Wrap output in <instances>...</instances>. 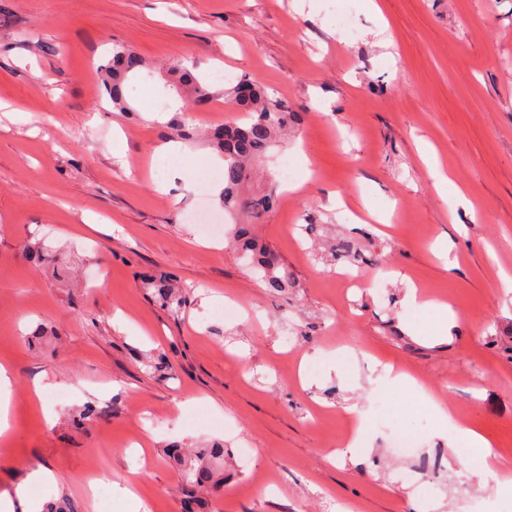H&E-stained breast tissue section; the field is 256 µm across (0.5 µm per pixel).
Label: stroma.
I'll use <instances>...</instances> for the list:
<instances>
[{
	"mask_svg": "<svg viewBox=\"0 0 512 512\" xmlns=\"http://www.w3.org/2000/svg\"><path fill=\"white\" fill-rule=\"evenodd\" d=\"M376 2L373 15L361 0H0V102L24 115L0 112V364L13 382L0 512L40 466L76 481L26 485L38 512H127L130 483L148 512H183L173 442L224 446V488L202 492L198 512H512V0ZM116 45L152 67L125 111L97 76ZM187 64L249 78L295 114L246 187L274 198L254 225L295 280L286 292L229 245L250 220L212 195L202 169L218 155L202 134L240 112L221 82L207 107L184 108L169 79ZM176 117L199 133L187 179L162 150ZM285 156L305 182L295 193ZM202 204L221 236L195 222ZM368 212L391 226L356 223ZM443 234L444 261L430 250ZM331 238L355 258L325 256ZM29 247L53 261L34 265ZM149 276L186 287L181 314ZM412 285L452 306L448 341L434 312L407 304ZM390 366L444 396L452 422ZM89 407L96 418L79 422ZM400 421L421 434L404 456L387 429ZM455 424L491 441L498 482L456 456ZM99 471L104 496L85 481Z\"/></svg>",
	"mask_w": 512,
	"mask_h": 512,
	"instance_id": "stroma-1",
	"label": "stroma"
}]
</instances>
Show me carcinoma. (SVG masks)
<instances>
[{
	"label": "carcinoma",
	"mask_w": 512,
	"mask_h": 512,
	"mask_svg": "<svg viewBox=\"0 0 512 512\" xmlns=\"http://www.w3.org/2000/svg\"><path fill=\"white\" fill-rule=\"evenodd\" d=\"M146 68L143 58L135 51L115 46L112 58L101 69L100 86L106 101L127 108L123 93L125 81L139 75ZM175 88L178 94H187L190 101L203 105L211 99V92L203 81L187 67L174 70ZM233 103L246 114V122L228 124L210 132V142L224 158V189L222 203L226 209L239 207L258 219L272 206L271 196L245 197L241 191L252 176L251 164L271 146L277 132L288 128L294 114L289 112L263 87L246 78H240L230 91ZM236 248L251 264L261 271L265 287L271 292H282L292 287L288 268L271 250L259 241L246 227L237 230L233 238ZM149 285L168 311L177 315L185 304V291L168 279H152ZM168 453L177 459L183 476L181 492L187 512H193L196 493L206 486L224 484V473L219 460L224 448L207 444L194 453L186 454L182 448L172 445Z\"/></svg>",
	"instance_id": "obj_1"
}]
</instances>
